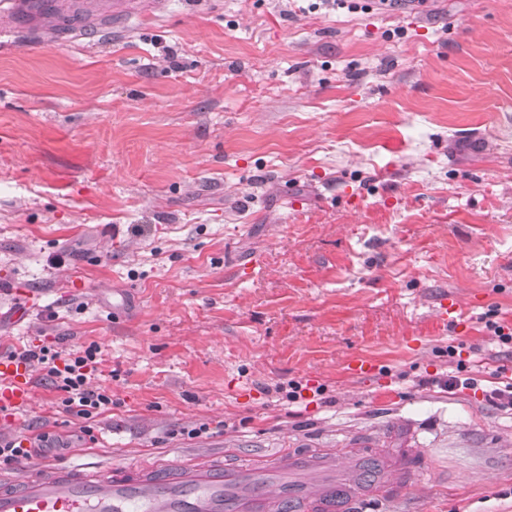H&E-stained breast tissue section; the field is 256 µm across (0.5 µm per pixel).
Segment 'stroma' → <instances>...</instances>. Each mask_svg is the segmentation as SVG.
<instances>
[{
    "label": "stroma",
    "mask_w": 512,
    "mask_h": 512,
    "mask_svg": "<svg viewBox=\"0 0 512 512\" xmlns=\"http://www.w3.org/2000/svg\"><path fill=\"white\" fill-rule=\"evenodd\" d=\"M287 7L167 0L0 45V356L98 345L113 400L86 437L40 376L0 435L104 464L404 424L410 512H512V411L485 399L512 377L485 327L512 334V0Z\"/></svg>",
    "instance_id": "obj_1"
}]
</instances>
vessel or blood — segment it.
Wrapping results in <instances>:
<instances>
[{"instance_id":"vessel-or-blood-1","label":"vessel or blood","mask_w":512,"mask_h":512,"mask_svg":"<svg viewBox=\"0 0 512 512\" xmlns=\"http://www.w3.org/2000/svg\"><path fill=\"white\" fill-rule=\"evenodd\" d=\"M0 33L15 17L47 27L65 13L103 25L162 12L165 0H4ZM30 367L0 359V407L31 408ZM394 450L360 437L346 448H285L267 466L221 457L187 463L88 467L45 463L0 474V512H354L361 501L404 500L425 463L412 433Z\"/></svg>"}]
</instances>
